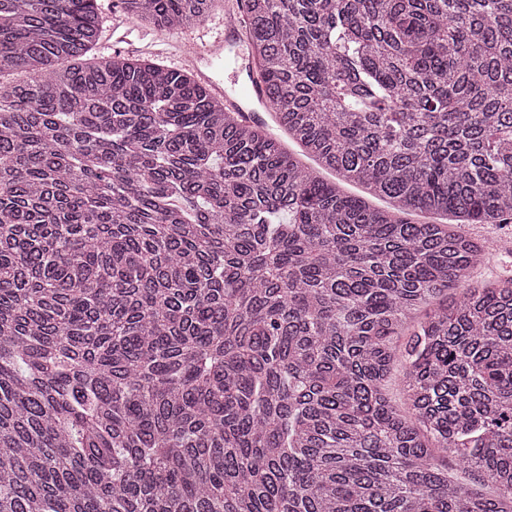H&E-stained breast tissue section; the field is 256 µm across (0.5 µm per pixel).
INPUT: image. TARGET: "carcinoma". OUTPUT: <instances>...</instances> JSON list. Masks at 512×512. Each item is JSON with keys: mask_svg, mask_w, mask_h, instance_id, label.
<instances>
[{"mask_svg": "<svg viewBox=\"0 0 512 512\" xmlns=\"http://www.w3.org/2000/svg\"><path fill=\"white\" fill-rule=\"evenodd\" d=\"M245 8L297 152L0 0V512H512V0ZM462 229L472 236L495 242L492 256L474 270L469 282L454 291L455 297L462 296L465 288L512 277V221L510 224H462Z\"/></svg>", "mask_w": 512, "mask_h": 512, "instance_id": "1", "label": "carcinoma"}]
</instances>
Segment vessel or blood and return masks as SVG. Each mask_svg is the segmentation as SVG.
I'll return each instance as SVG.
<instances>
[{
	"label": "vessel or blood",
	"instance_id": "obj_1",
	"mask_svg": "<svg viewBox=\"0 0 512 512\" xmlns=\"http://www.w3.org/2000/svg\"><path fill=\"white\" fill-rule=\"evenodd\" d=\"M116 51L128 55H159L171 52L172 42L154 40L144 44L131 41L127 33H117ZM182 67L191 69L210 93L223 99L230 111L240 113L245 124L266 123L272 112L260 82L255 63L244 48V36L237 15L227 14L224 31L213 40L185 38L179 55Z\"/></svg>",
	"mask_w": 512,
	"mask_h": 512
}]
</instances>
